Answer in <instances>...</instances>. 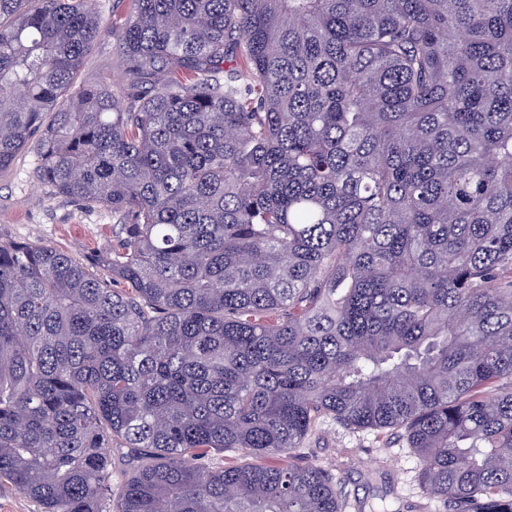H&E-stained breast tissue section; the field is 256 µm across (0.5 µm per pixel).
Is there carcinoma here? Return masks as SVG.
Instances as JSON below:
<instances>
[{"mask_svg": "<svg viewBox=\"0 0 512 512\" xmlns=\"http://www.w3.org/2000/svg\"><path fill=\"white\" fill-rule=\"evenodd\" d=\"M93 2L0 0V172L32 146L114 223L91 264L0 242V480L342 512L290 462L329 417L402 432L447 512H512V0H117L124 80L72 95Z\"/></svg>", "mask_w": 512, "mask_h": 512, "instance_id": "carcinoma-1", "label": "carcinoma"}]
</instances>
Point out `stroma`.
<instances>
[{
  "label": "stroma",
  "instance_id": "stroma-1",
  "mask_svg": "<svg viewBox=\"0 0 512 512\" xmlns=\"http://www.w3.org/2000/svg\"><path fill=\"white\" fill-rule=\"evenodd\" d=\"M113 0H96L103 31L76 79L85 86L119 76L112 36ZM33 148L22 150L0 172V241L44 244L94 260L112 243V211L74 203L55 194L38 177ZM300 464L328 469L346 493L343 512H443L427 500L417 459L404 438L391 430L353 429L321 421L296 452Z\"/></svg>",
  "mask_w": 512,
  "mask_h": 512
}]
</instances>
